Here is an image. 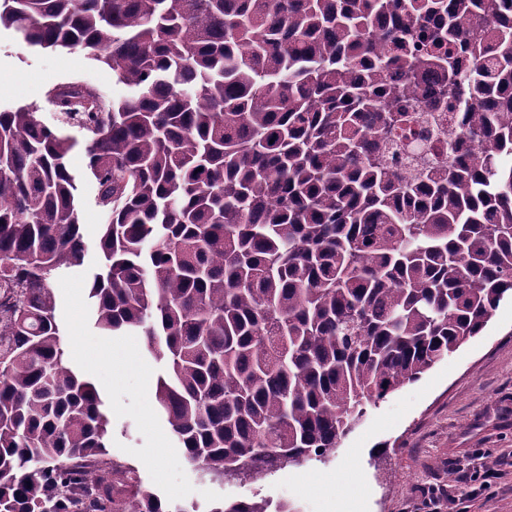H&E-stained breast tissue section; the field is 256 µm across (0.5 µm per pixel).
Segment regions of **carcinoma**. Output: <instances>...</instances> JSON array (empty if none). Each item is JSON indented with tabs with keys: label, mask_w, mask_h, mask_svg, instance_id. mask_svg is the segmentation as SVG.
I'll return each instance as SVG.
<instances>
[{
	"label": "carcinoma",
	"mask_w": 512,
	"mask_h": 512,
	"mask_svg": "<svg viewBox=\"0 0 512 512\" xmlns=\"http://www.w3.org/2000/svg\"><path fill=\"white\" fill-rule=\"evenodd\" d=\"M1 26L129 88L51 90L108 218L94 328L165 363L158 409L211 478L325 457L512 294V0H0ZM449 105L448 164L393 171ZM72 148L0 111V512H174L110 458L62 340L53 283L88 251Z\"/></svg>",
	"instance_id": "1"
}]
</instances>
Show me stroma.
<instances>
[{
    "mask_svg": "<svg viewBox=\"0 0 512 512\" xmlns=\"http://www.w3.org/2000/svg\"><path fill=\"white\" fill-rule=\"evenodd\" d=\"M81 81L111 98L128 93L84 51L33 49L0 29V110L36 106L45 125L63 128L75 142L67 166L90 248L55 292L71 360L95 381L111 416V455L135 466L150 491L185 512L261 499L290 503L297 512H512L511 296L479 335L418 381L367 405L325 461L221 483L187 463L155 406L164 363L147 353L138 333L100 336L93 328L88 283L100 263L94 244L105 219L87 168L86 135L62 124L49 100L53 87Z\"/></svg>",
    "mask_w": 512,
    "mask_h": 512,
    "instance_id": "35a3bbf8",
    "label": "stroma"
}]
</instances>
